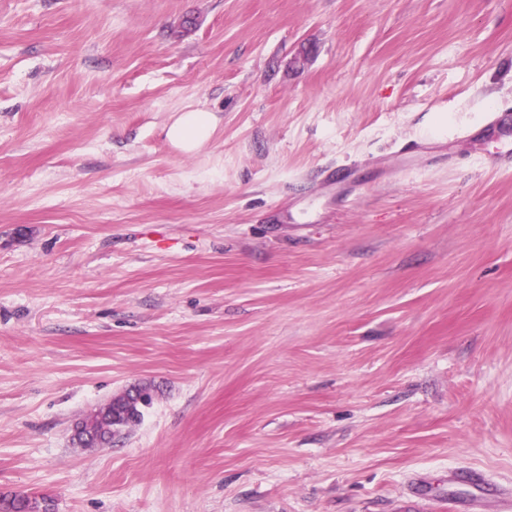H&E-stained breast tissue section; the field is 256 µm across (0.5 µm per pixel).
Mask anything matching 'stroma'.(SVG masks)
Wrapping results in <instances>:
<instances>
[{"instance_id":"35a3bbf8","label":"stroma","mask_w":512,"mask_h":512,"mask_svg":"<svg viewBox=\"0 0 512 512\" xmlns=\"http://www.w3.org/2000/svg\"><path fill=\"white\" fill-rule=\"evenodd\" d=\"M506 146L512 0H0V495L496 512ZM216 125L217 119L212 113L190 107L172 117L166 137L179 152L195 153L209 143ZM150 400L151 395L147 392L146 397L140 401L115 405L113 408L112 404H110L106 419L112 436H115L122 430L130 429L138 425L143 416L141 409L143 406L148 405Z\"/></svg>"}]
</instances>
